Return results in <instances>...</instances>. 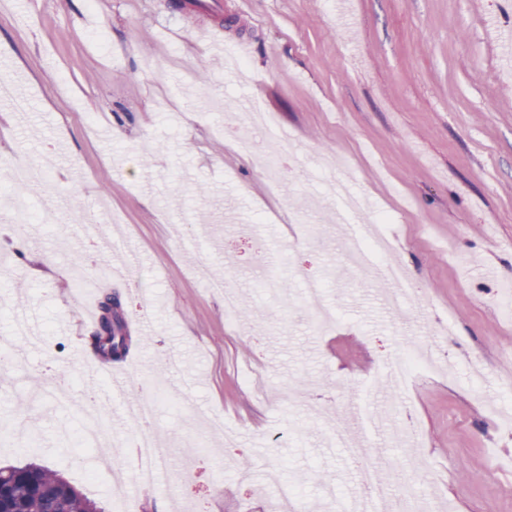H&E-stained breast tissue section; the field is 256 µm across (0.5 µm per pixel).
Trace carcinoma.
Here are the masks:
<instances>
[{
  "label": "carcinoma",
  "mask_w": 512,
  "mask_h": 512,
  "mask_svg": "<svg viewBox=\"0 0 512 512\" xmlns=\"http://www.w3.org/2000/svg\"><path fill=\"white\" fill-rule=\"evenodd\" d=\"M94 353L120 361L129 353V336L116 293L98 300ZM0 512H100L96 503L59 473L39 463L0 467Z\"/></svg>",
  "instance_id": "1"
}]
</instances>
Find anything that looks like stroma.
Masks as SVG:
<instances>
[{
  "label": "stroma",
  "mask_w": 512,
  "mask_h": 512,
  "mask_svg": "<svg viewBox=\"0 0 512 512\" xmlns=\"http://www.w3.org/2000/svg\"><path fill=\"white\" fill-rule=\"evenodd\" d=\"M223 2L215 13L210 0H0L31 104L22 129L0 105V187L12 162L43 172L27 189L32 256L0 207V337L21 313L38 340L15 342L27 367L0 382V418L25 415L36 445L0 446V466L46 465L102 512H277L274 466L313 512H334L360 499L334 439L354 404L377 415L362 439L384 434L371 467L418 512H512V302L500 288L512 270V0ZM212 29L250 44L246 69L207 53ZM259 112L286 135L271 168L257 160ZM339 188L367 201L360 234L387 215L413 289L388 294L371 266L346 267L330 212L310 208ZM88 223L102 234L75 251ZM200 227L221 250L177 248ZM202 264L234 285V314L223 289L201 286ZM310 279L338 316L326 335ZM104 291L120 294L132 340L108 371L83 321ZM416 345L437 370L398 386L391 366ZM172 352L181 364L168 373ZM253 368L265 399L243 382ZM122 370L135 390L170 393L149 429L176 461L154 488L135 484L131 445L107 466L79 442L90 410L135 438L122 399H105ZM291 380L306 389L281 400ZM215 416L223 432L209 429ZM409 425L417 458L396 439ZM197 436L204 447H188Z\"/></svg>",
  "instance_id": "obj_1"
}]
</instances>
